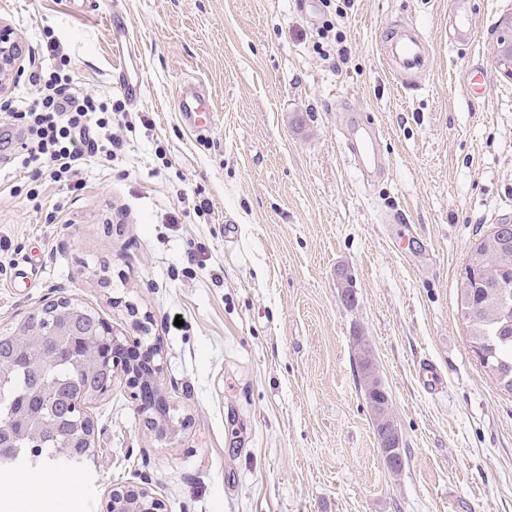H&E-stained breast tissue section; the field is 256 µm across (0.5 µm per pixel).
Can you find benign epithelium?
<instances>
[{"instance_id":"benign-epithelium-1","label":"benign epithelium","mask_w":512,"mask_h":512,"mask_svg":"<svg viewBox=\"0 0 512 512\" xmlns=\"http://www.w3.org/2000/svg\"><path fill=\"white\" fill-rule=\"evenodd\" d=\"M19 60L18 47L11 34L0 28V77L12 73ZM494 62L502 73L512 75V18L504 27L503 35L494 49ZM69 311L62 325L55 328L63 336H82L92 342L96 351L94 360L105 372L119 374L125 380L139 411L155 422V436L169 441L177 428L170 419V405L163 382V366L158 361L156 344L141 339L129 341L127 334L118 331L104 319L79 308L67 296H58L32 310L13 332L15 343L25 347L33 336V328L45 321V316L61 307ZM358 355L366 366L365 386L377 391L376 400L369 402L376 424L380 428V443L386 468L393 474L402 470L400 436L391 415L387 393L380 388L378 376L369 350L359 344ZM112 512H165L164 502L143 487L121 486L112 489L109 500Z\"/></svg>"}]
</instances>
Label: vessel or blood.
<instances>
[{
  "mask_svg": "<svg viewBox=\"0 0 512 512\" xmlns=\"http://www.w3.org/2000/svg\"><path fill=\"white\" fill-rule=\"evenodd\" d=\"M476 16L471 0H457L454 42L466 45L475 36ZM380 51L393 79L409 90L418 88L419 79L430 71L433 56L430 46L420 31L407 22L394 24L382 38ZM177 108L190 132L198 134L208 130L213 113L206 93L194 85H185L178 97ZM350 140L359 141V157L366 177L372 178L384 171L378 157L379 129L373 124L357 123L346 130Z\"/></svg>",
  "mask_w": 512,
  "mask_h": 512,
  "instance_id": "vessel-or-blood-1",
  "label": "vessel or blood"
}]
</instances>
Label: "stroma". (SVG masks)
Instances as JSON below:
<instances>
[{"mask_svg":"<svg viewBox=\"0 0 512 512\" xmlns=\"http://www.w3.org/2000/svg\"><path fill=\"white\" fill-rule=\"evenodd\" d=\"M454 0H0L22 48L0 99L27 85L46 36L81 85L137 125L38 198L18 152H0V332L66 295L121 331L149 316L178 435L157 441L122 380L90 412L97 446L70 489L21 504L0 474V512H107L113 487L145 486L166 512H512V393L475 354L460 276L512 221V77L497 72L512 0H475L467 46ZM433 49L417 90L379 52L388 24ZM343 62L318 54L324 23ZM141 81L130 100L112 74ZM487 74L467 93L471 67ZM204 86L198 136L175 99ZM383 131L384 176L366 183L342 130ZM402 215L399 224L386 216ZM354 304H346L345 292ZM183 326H176V319ZM372 351L404 466L385 467L356 352ZM442 373L426 390L418 364ZM476 16L471 8V0H457L455 14L454 43L468 45L475 36Z\"/></svg>","mask_w":512,"mask_h":512,"instance_id":"35a3bbf8","label":"stroma"}]
</instances>
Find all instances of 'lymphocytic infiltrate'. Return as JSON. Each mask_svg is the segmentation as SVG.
<instances>
[{
  "instance_id": "1",
  "label": "lymphocytic infiltrate",
  "mask_w": 512,
  "mask_h": 512,
  "mask_svg": "<svg viewBox=\"0 0 512 512\" xmlns=\"http://www.w3.org/2000/svg\"><path fill=\"white\" fill-rule=\"evenodd\" d=\"M46 49L59 62L48 71L29 76L31 95L0 102V141L10 142L9 125L25 120L29 137L23 142L22 165L30 181H62L89 158L113 160L123 147L110 130V113H121V104L83 91L68 70L69 61L59 54L55 40Z\"/></svg>"
}]
</instances>
